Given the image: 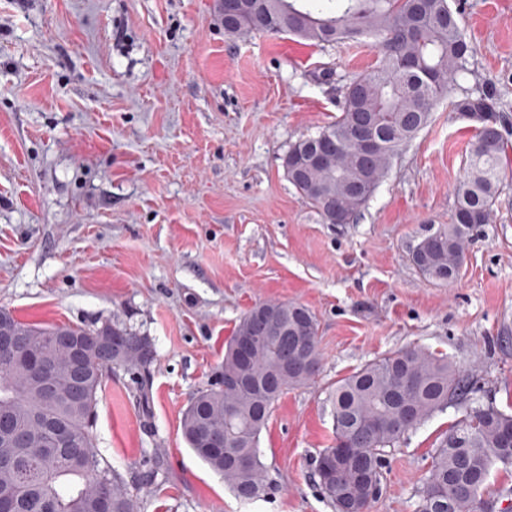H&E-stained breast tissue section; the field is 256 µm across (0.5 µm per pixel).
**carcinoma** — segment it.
Segmentation results:
<instances>
[{"instance_id": "obj_1", "label": "carcinoma", "mask_w": 512, "mask_h": 512, "mask_svg": "<svg viewBox=\"0 0 512 512\" xmlns=\"http://www.w3.org/2000/svg\"><path fill=\"white\" fill-rule=\"evenodd\" d=\"M224 32L288 34L319 46L368 40L376 50L375 66L346 86L336 120L293 144L301 162L309 141L324 136L337 142L336 154L321 167L303 166L301 177L285 169L288 181L327 222L337 215L353 221L438 103L475 124L465 173L454 188L452 222L423 235L422 260L412 259L429 281L455 279L467 249L491 223L506 146L503 133L481 131L499 124L503 103L493 88L468 85L474 48L464 40L449 0H246ZM361 119L376 127L381 142L367 158L358 154L354 140ZM269 309L282 315L275 328L262 322L261 313ZM298 318L309 325L304 335L293 330ZM0 322L26 337L16 357L53 363L43 377L19 367L0 370V438L8 432L27 440L11 461L0 460V489L21 491L15 512H99L106 483L112 512H142L139 489L96 448L93 423L111 368L149 372L155 357L149 336L111 323L121 357L94 368L75 386L68 352L54 336H89L94 329L43 327L2 307ZM318 335V321L303 305H254L226 341L219 381L200 388L182 413L189 448L243 502L266 493L259 437L280 396L315 378L322 360ZM242 336L256 337L247 363L235 350ZM44 377L62 399H48ZM472 393L465 370L440 353L415 347L389 352L337 381L330 394L334 439L314 460L317 465L330 454L345 458L336 470L318 475L336 512H368L370 489L381 487L386 449L449 407L461 416L433 450L417 512H494L496 501L485 499L483 490L496 466H512V413L479 403ZM242 454L250 458L246 467L234 462Z\"/></svg>"}]
</instances>
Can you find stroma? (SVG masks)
Here are the masks:
<instances>
[{"label":"stroma","instance_id":"obj_1","mask_svg":"<svg viewBox=\"0 0 512 512\" xmlns=\"http://www.w3.org/2000/svg\"><path fill=\"white\" fill-rule=\"evenodd\" d=\"M459 2L473 80L496 87L512 143V0ZM215 4L0 0V307L150 337V421L119 370L93 426L143 512H335L312 459L333 439L332 387L366 363L410 346L443 353L472 374L476 399L512 411V162L456 279H424L410 252L450 220L470 122L438 104L354 222L325 223L283 158L335 120L375 51L229 37ZM267 300L315 314L323 361L276 403L259 438L269 493L246 503L189 449L181 417L239 319ZM458 416L437 413L387 449L369 512H416ZM155 448L166 474L150 483Z\"/></svg>","mask_w":512,"mask_h":512}]
</instances>
